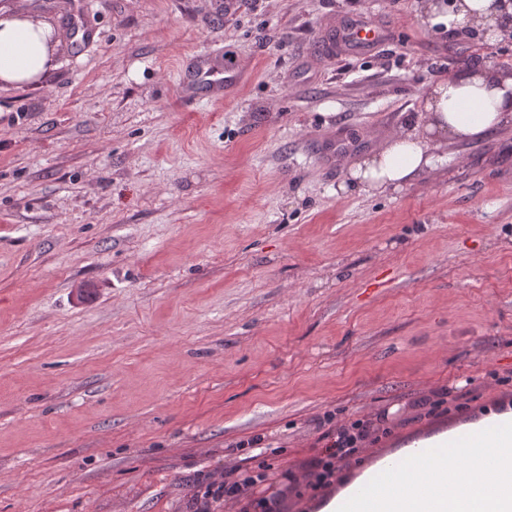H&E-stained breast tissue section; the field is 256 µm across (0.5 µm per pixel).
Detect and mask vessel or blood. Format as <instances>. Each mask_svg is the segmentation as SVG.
<instances>
[{
	"label": "vessel or blood",
	"instance_id": "obj_1",
	"mask_svg": "<svg viewBox=\"0 0 512 512\" xmlns=\"http://www.w3.org/2000/svg\"><path fill=\"white\" fill-rule=\"evenodd\" d=\"M381 27L360 18L344 21L333 29L322 43L324 51L341 50L365 53L376 48L384 39ZM242 75L225 64L222 54L211 52L188 64L184 74V94L193 98L201 95L221 100L229 97L241 84Z\"/></svg>",
	"mask_w": 512,
	"mask_h": 512
}]
</instances>
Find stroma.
<instances>
[{"label":"stroma","instance_id":"stroma-1","mask_svg":"<svg viewBox=\"0 0 512 512\" xmlns=\"http://www.w3.org/2000/svg\"><path fill=\"white\" fill-rule=\"evenodd\" d=\"M55 69L0 85V512H198L261 435L283 512L512 410V129L368 197L348 166L481 46L417 0H26ZM350 17L390 38L316 43ZM224 52L235 96L185 99ZM384 432L315 491L325 413Z\"/></svg>","mask_w":512,"mask_h":512}]
</instances>
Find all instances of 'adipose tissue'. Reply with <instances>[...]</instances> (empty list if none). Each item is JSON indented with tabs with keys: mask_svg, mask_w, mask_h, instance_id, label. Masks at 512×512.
I'll return each instance as SVG.
<instances>
[{
	"mask_svg": "<svg viewBox=\"0 0 512 512\" xmlns=\"http://www.w3.org/2000/svg\"><path fill=\"white\" fill-rule=\"evenodd\" d=\"M417 11L425 28L461 25L487 45L512 36V0H419ZM56 45L54 27L19 2L0 10V83L39 82L55 67ZM503 127H512V70L473 61L432 83L422 122L354 162L340 189L371 196L401 188L431 165L434 143L475 141Z\"/></svg>",
	"mask_w": 512,
	"mask_h": 512,
	"instance_id": "obj_1",
	"label": "adipose tissue"
}]
</instances>
